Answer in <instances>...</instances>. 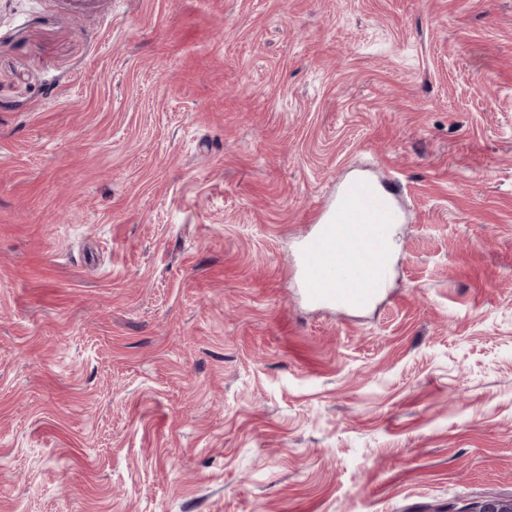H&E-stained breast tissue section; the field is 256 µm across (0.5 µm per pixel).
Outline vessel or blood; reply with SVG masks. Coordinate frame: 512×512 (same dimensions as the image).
<instances>
[{"label":"vessel or blood","mask_w":512,"mask_h":512,"mask_svg":"<svg viewBox=\"0 0 512 512\" xmlns=\"http://www.w3.org/2000/svg\"><path fill=\"white\" fill-rule=\"evenodd\" d=\"M400 184L385 185L354 177L342 185L312 247L303 249L302 266L317 267L305 278L307 298L336 307H365L387 287L388 247L395 224Z\"/></svg>","instance_id":"b4317fda"}]
</instances>
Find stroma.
I'll list each match as a JSON object with an SVG mask.
<instances>
[{
  "label": "stroma",
  "instance_id": "35a3bbf8",
  "mask_svg": "<svg viewBox=\"0 0 512 512\" xmlns=\"http://www.w3.org/2000/svg\"><path fill=\"white\" fill-rule=\"evenodd\" d=\"M396 179L366 307L302 295ZM512 498V0H0V512ZM403 188L354 177L342 185L331 211L320 225L310 248L303 247L305 293L315 303L336 307H365L387 287L391 269L387 260L394 224L401 223L397 197ZM352 239L348 257L338 250ZM318 273L309 275L310 267Z\"/></svg>",
  "mask_w": 512,
  "mask_h": 512
}]
</instances>
